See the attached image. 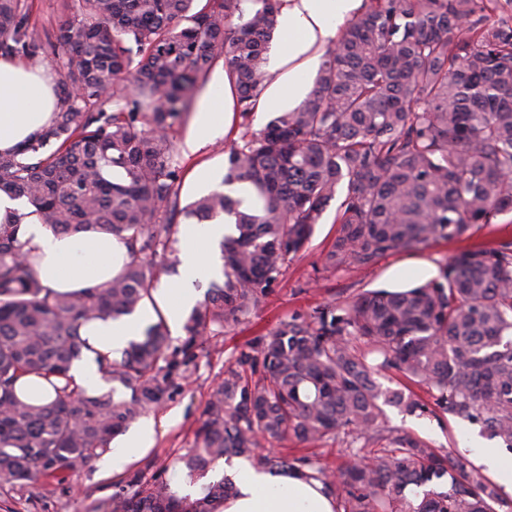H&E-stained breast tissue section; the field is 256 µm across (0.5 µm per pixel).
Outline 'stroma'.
<instances>
[{
	"label": "stroma",
	"instance_id": "stroma-1",
	"mask_svg": "<svg viewBox=\"0 0 512 512\" xmlns=\"http://www.w3.org/2000/svg\"><path fill=\"white\" fill-rule=\"evenodd\" d=\"M270 113L256 114L250 127H243L239 116H232L223 137L200 152L183 153L185 164L182 203L217 188L224 176L230 148L239 142L245 131H258L270 120ZM336 209L328 207L303 256L291 261L272 285L263 306L248 320L224 328L212 337L190 366L182 385L162 406L151 412L157 420L155 443L137 460L125 464L122 470L103 468L101 461L74 476L69 485L54 493H38L29 489L0 488V512H119L124 498L133 495V488L124 484L126 475L143 471L145 478L160 475L176 482L185 467L182 458L194 443V432L204 404L224 376V367L239 351L247 349L258 335L273 329L293 314H305L319 304L343 302L357 293L383 288L394 269H402L413 277L418 264H436L479 243L512 240V213L499 216L495 224L474 231L470 238L440 241L420 252H402L384 257L368 269L350 268L324 279L317 278L314 266L336 235ZM171 411L178 412L179 421L172 426L162 425V418ZM389 425L414 431L438 449L459 452L466 435L474 426L459 419L436 421L430 416H408L395 408H387ZM278 451L306 455L329 467H337L349 457V441L344 437H329L316 444L285 441Z\"/></svg>",
	"mask_w": 512,
	"mask_h": 512
}]
</instances>
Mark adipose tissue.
Returning <instances> with one entry per match:
<instances>
[{
  "mask_svg": "<svg viewBox=\"0 0 512 512\" xmlns=\"http://www.w3.org/2000/svg\"><path fill=\"white\" fill-rule=\"evenodd\" d=\"M364 10V0H287L280 11L277 41L267 66L273 74L256 109L270 112L293 109L312 89L308 74L312 65L336 41L341 29ZM214 94L205 96L194 115L185 146L197 151L225 131L224 114L235 95L225 72L214 73ZM55 79L49 70L33 68L11 56H0V151L16 147L49 125L56 110ZM22 215L19 237L37 255L34 276L55 291H79L108 283L125 259L124 246L113 236L89 231L77 235L56 234L28 213L22 200L0 192V222ZM232 218L220 224L186 225L181 242L179 280L161 288L156 300L172 330H179L185 308L194 301L192 286L213 271V246L232 230ZM148 323L145 313L117 321H99L83 327L81 336L93 347V355L72 369L77 383L92 389L99 384L95 353L108 354L141 335ZM154 420L142 422L115 443L105 456V466L120 468L152 447ZM470 457L483 465L512 495V459L501 448L479 440L467 442ZM237 492L225 500L219 512H335L336 499L322 484L300 473L271 474L254 466L240 467L234 477Z\"/></svg>",
  "mask_w": 512,
  "mask_h": 512,
  "instance_id": "1",
  "label": "adipose tissue"
}]
</instances>
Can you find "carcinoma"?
I'll use <instances>...</instances> for the list:
<instances>
[{"mask_svg": "<svg viewBox=\"0 0 512 512\" xmlns=\"http://www.w3.org/2000/svg\"><path fill=\"white\" fill-rule=\"evenodd\" d=\"M75 18L30 24L29 0H0V55L61 73L58 111L35 138L0 152V191L55 233L110 234L129 260L112 281L55 292L32 275L19 221L0 223V487L71 478L163 404L210 337L245 320L306 249L334 200L336 236L315 265L334 274L417 252L512 213V0H365L322 58L309 96L231 147L223 185L181 205L174 126L223 62L250 122L269 75L264 54L284 0H72ZM496 12L498 20L490 21ZM234 217L221 279L172 344L155 283L180 264L178 219ZM152 307L119 359L96 354L91 392L70 374L80 330ZM402 382L382 388L376 373ZM36 376L55 397L22 398ZM425 386L432 402L412 387ZM481 427L512 449V241L477 246L403 290L377 289L292 315L253 339L211 391L181 461L202 477L245 457L324 485L337 512H512L484 469L387 424L383 406ZM342 434L378 444L333 470L258 449ZM222 478L193 499L155 476L122 512H214Z\"/></svg>", "mask_w": 512, "mask_h": 512, "instance_id": "obj_1", "label": "carcinoma"}]
</instances>
